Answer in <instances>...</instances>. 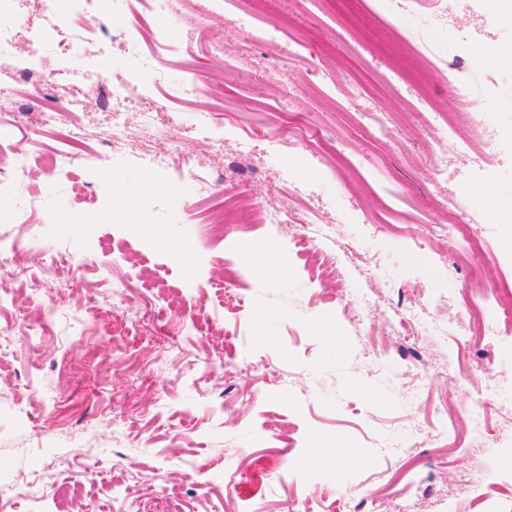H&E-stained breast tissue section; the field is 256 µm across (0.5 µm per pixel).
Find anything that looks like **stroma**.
Instances as JSON below:
<instances>
[{
    "label": "stroma",
    "mask_w": 512,
    "mask_h": 512,
    "mask_svg": "<svg viewBox=\"0 0 512 512\" xmlns=\"http://www.w3.org/2000/svg\"><path fill=\"white\" fill-rule=\"evenodd\" d=\"M422 0L389 15L375 0H156L150 25L166 21L182 45L174 68L190 65L199 93L157 104V84L131 100L125 120L134 135L120 153L103 145L104 100H90L65 130L80 147L67 176L39 171L23 181L40 208L19 209L0 194V242L24 238L27 253L51 266V288H32L24 254L0 313V497L13 512H233L249 498L250 512H308L317 496L340 499L362 482L387 480L402 451V429L448 394L463 414L475 398L476 373L493 363L512 377V324L504 343L474 341L457 349L446 310L430 316L434 335L396 338L387 322L354 325L342 290L367 277L392 283L385 302L399 305L448 284L464 287L469 273L450 237L440 235L443 209L462 195L489 189L496 215L487 227L485 276L512 275V68L498 64L512 50V16L492 15L473 0L472 20L422 28ZM254 15L261 36L244 41L238 20ZM131 15L124 5L105 18L108 38L45 56L58 72L98 61L106 75L128 66L118 36ZM422 41L442 50L447 69L475 92L488 121L495 157L475 173L463 142L472 119L460 114L455 134L423 132L414 120L422 103L405 78L426 73L439 109L457 110L452 88L429 57L411 51ZM221 47L213 57L190 45ZM297 48L299 56L288 53ZM287 85L284 105L276 84ZM37 97L18 92L13 72L0 70V117L20 119L13 143L59 145L62 129L35 118ZM155 111L154 131L139 115ZM390 117L383 140L365 123ZM263 126L300 138L288 150L265 140L253 170L236 154L243 131ZM170 135L178 149L171 170L154 168L148 150ZM213 141L207 149L205 141ZM448 179L436 181V162ZM196 164L218 196L195 194L176 171ZM235 202L242 221L229 235L207 233L218 198ZM313 209L331 221L332 242L320 258L295 249L296 224L262 223L260 201ZM352 243L359 270L332 268L338 245ZM247 268V299L224 300V253ZM93 280L95 288L84 285ZM54 326L48 340L25 346L7 323ZM221 357L255 362L250 371L213 373ZM423 371L422 402L414 404L398 365ZM489 435L465 456L438 458L421 433L420 467L435 491L427 512H512V484L484 485L475 499L462 477L512 468V409L489 413ZM298 457L300 476L282 486L273 465ZM90 480L74 486L75 470Z\"/></svg>",
    "instance_id": "35a3bbf8"
}]
</instances>
